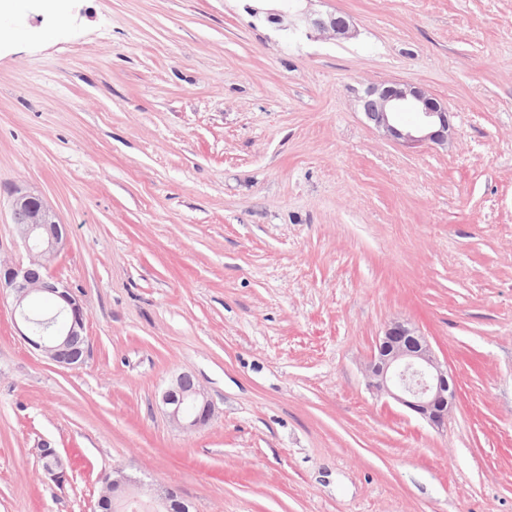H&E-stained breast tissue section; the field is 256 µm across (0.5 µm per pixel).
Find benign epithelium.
Segmentation results:
<instances>
[{"mask_svg": "<svg viewBox=\"0 0 512 512\" xmlns=\"http://www.w3.org/2000/svg\"><path fill=\"white\" fill-rule=\"evenodd\" d=\"M313 25L335 38L354 34L353 23L342 15L316 19ZM370 96L374 111L366 113V117L387 139L402 144L448 143L450 112L425 90L399 83L381 84L370 88ZM405 110L417 116L412 127L397 121V115ZM12 220L28 251V261L21 265L0 264V289L13 296L14 311L24 328L21 336L57 366L77 367L88 355L85 309L51 272L52 263L68 243L65 225L56 221L42 196L32 192L14 198ZM41 295L58 298L65 318L45 336L37 338L32 334L33 319L27 303ZM368 377L373 390L391 397L431 425L441 428L447 424L449 398L454 396L453 377L438 359L429 339L415 328L399 321L386 326L378 339L377 355L369 364ZM163 403L170 421L184 430L197 429L209 420L210 402L206 394L195 384L187 383L185 375L178 377L165 392ZM40 456L47 472L56 479L63 477L64 463L55 449L43 448ZM121 486L125 495L112 499V512H125L126 495L131 493L126 475L114 469L112 477L104 480L99 501L109 500L108 489ZM137 494L158 508L167 507L175 498L172 490L154 487L141 488Z\"/></svg>", "mask_w": 512, "mask_h": 512, "instance_id": "benign-epithelium-1", "label": "benign epithelium"}]
</instances>
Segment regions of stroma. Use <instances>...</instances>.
<instances>
[{
    "label": "stroma",
    "mask_w": 512,
    "mask_h": 512,
    "mask_svg": "<svg viewBox=\"0 0 512 512\" xmlns=\"http://www.w3.org/2000/svg\"><path fill=\"white\" fill-rule=\"evenodd\" d=\"M7 23L0 260L26 258L15 192L41 194L89 353L56 366L0 300V512H99L118 467L193 512H512V0H18ZM384 82L446 105L450 143L383 137L359 98ZM395 320L456 379L446 428L366 385ZM182 374L213 405L192 431L161 404ZM312 24L322 33L335 38H347L354 34L353 23L342 15H329L327 19H315Z\"/></svg>",
    "instance_id": "35a3bbf8"
}]
</instances>
